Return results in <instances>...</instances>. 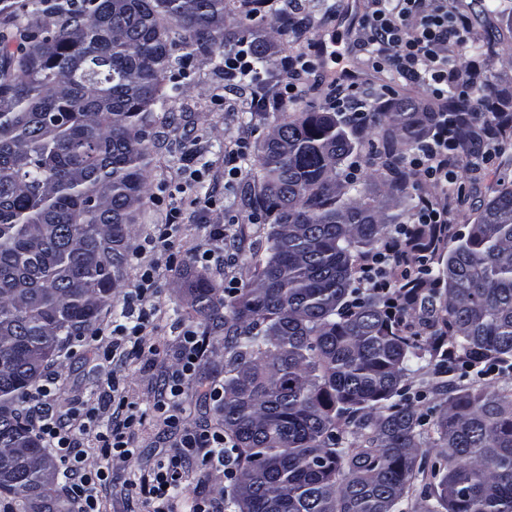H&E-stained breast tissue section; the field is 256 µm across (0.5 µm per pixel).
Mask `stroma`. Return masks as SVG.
Masks as SVG:
<instances>
[{"label":"stroma","instance_id":"obj_1","mask_svg":"<svg viewBox=\"0 0 512 512\" xmlns=\"http://www.w3.org/2000/svg\"><path fill=\"white\" fill-rule=\"evenodd\" d=\"M484 0H447L450 13L464 16V40L451 47L449 56L459 71L479 75L503 93L512 94V18L489 14ZM372 0H271L269 8L248 20L246 8L230 11L226 29L243 41L263 34L274 50L259 76L261 85L226 80L209 57L191 56L177 72L180 94L157 112L147 140L151 159V184L141 217L132 227L131 245L121 293L133 289L144 266L154 267L155 293L149 299L153 316L137 341L120 339L110 361L75 348L61 354L49 366L59 378V391L47 402L55 416L68 420L73 410H84L114 392L116 401L99 414L84 418L73 432L84 455V467L96 470L101 463L97 436L123 428L128 456L113 457V478L98 482L100 512H154L156 503L141 493L144 480L152 478L166 457L180 445V430L168 427V414H178L188 428L221 430L218 402L211 390L224 382V335L207 329L202 320L188 317V281L185 272L204 270L216 285L234 281L244 285L252 278L255 264L266 258L272 242L269 227L256 223L245 193L258 181V158L263 141L279 117L274 106L262 104V86L281 90L287 80L279 66L282 56L310 57L311 70L296 79L297 95L288 109L327 111L336 97L348 94L370 102L384 90L395 98L420 97L431 102L426 86L413 83L391 68L372 65V46L366 45L363 23L372 10ZM295 24V32L280 34L282 18ZM492 40L495 53L479 55L474 44ZM351 155L360 174L353 198L372 201L388 189L385 178L374 176L377 151L382 145L377 130L354 138ZM497 148L486 137L474 155L475 166L459 171L464 186L461 197H449L447 182H433L419 171H411L406 194L397 211L410 217L420 198L444 207L451 232L468 233L480 207L495 192L512 184V166L499 167L490 157ZM237 154V175H228L224 160ZM178 210L179 223L165 250L140 251L155 225L168 221L170 210ZM216 252L217 261L198 267L196 258L206 250ZM205 336L208 347L194 375L179 396L170 393V378L179 367L182 336L186 329ZM139 424L125 427L128 415ZM225 485L224 470L188 457L180 482L170 488L168 512H194L203 499H220Z\"/></svg>","mask_w":512,"mask_h":512}]
</instances>
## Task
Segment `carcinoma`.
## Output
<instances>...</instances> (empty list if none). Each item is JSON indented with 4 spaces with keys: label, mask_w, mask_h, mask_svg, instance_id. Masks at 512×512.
I'll return each instance as SVG.
<instances>
[{
    "label": "carcinoma",
    "mask_w": 512,
    "mask_h": 512,
    "mask_svg": "<svg viewBox=\"0 0 512 512\" xmlns=\"http://www.w3.org/2000/svg\"><path fill=\"white\" fill-rule=\"evenodd\" d=\"M240 45L224 0H0V512H68L21 404L112 309L148 193L146 128L179 91L173 50L222 69ZM490 101L459 108L463 167L474 121L495 131L512 118V95ZM434 120L408 97L379 113L391 179L373 203L350 197L353 143L336 113L287 115L267 135L250 196L270 254L228 305L202 274L189 288L191 310L224 331V455L237 459L227 512H406L427 471L422 512H512V389L480 382L512 370V187L451 246L435 224L401 242L430 258L399 283L415 289L399 318L355 285L358 259L400 218V153ZM421 361L472 375L429 423L408 385ZM428 424L440 452L427 470Z\"/></svg>",
    "instance_id": "cac0c4a2"
}]
</instances>
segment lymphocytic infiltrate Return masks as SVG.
I'll return each instance as SVG.
<instances>
[{
  "instance_id": "obj_1",
  "label": "lymphocytic infiltrate",
  "mask_w": 512,
  "mask_h": 512,
  "mask_svg": "<svg viewBox=\"0 0 512 512\" xmlns=\"http://www.w3.org/2000/svg\"><path fill=\"white\" fill-rule=\"evenodd\" d=\"M398 4L397 13L378 8L365 20L372 37L379 39L385 47L384 53L374 57V67L393 66L407 75L425 77L430 93L440 100L445 97L446 87H453L456 100L466 102L470 111H479L481 103L474 81L450 69L447 59L441 55L448 44L461 42L466 29L464 19L449 15L447 6L442 4L426 7L425 0H398ZM456 122L455 108H441L437 122L423 133L410 161L411 166L421 169L430 179H447L448 160L456 150L453 137ZM382 261L383 256L379 253L366 257L361 265L360 279L387 313L394 316L400 311L401 295L389 278L378 276L377 267ZM57 386V376L48 374L29 395L24 419L41 439L49 443L60 461L67 463L69 471L74 472V479L65 485V493L76 512H98L95 483L106 479L110 469L104 466L92 475L84 472L83 458L75 451V439L61 421L55 419L46 403L47 396ZM224 444L221 434L185 430L179 450L168 456L152 481L143 486L145 494L156 503L155 512H165L168 489L181 479L184 463L190 455L198 454L222 462L225 478L233 479L235 470L231 462L225 461L219 452Z\"/></svg>"
}]
</instances>
